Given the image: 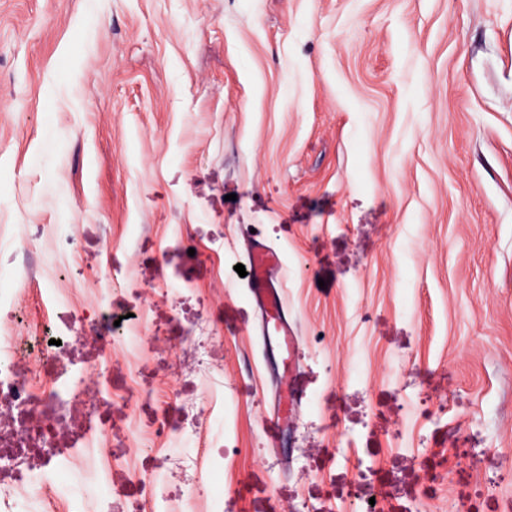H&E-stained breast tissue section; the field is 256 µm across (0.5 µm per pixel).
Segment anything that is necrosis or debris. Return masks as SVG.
<instances>
[{
    "mask_svg": "<svg viewBox=\"0 0 512 512\" xmlns=\"http://www.w3.org/2000/svg\"><path fill=\"white\" fill-rule=\"evenodd\" d=\"M96 295L97 308L76 314L72 295L43 288L40 302L68 310L67 319L39 336L0 327V512H114L112 425L105 416L112 396L85 384V369L74 358L72 342L74 336L91 335L104 365L119 342L138 357L141 336L136 331L116 336L112 291L100 288ZM205 330V324H198L194 360L213 389L210 415L221 435L230 424L224 385L208 360ZM140 442L147 448L164 443L182 469L196 467L193 427L165 418L142 434Z\"/></svg>",
    "mask_w": 512,
    "mask_h": 512,
    "instance_id": "obj_1",
    "label": "necrosis or debris"
}]
</instances>
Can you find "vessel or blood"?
<instances>
[{"label": "vessel or blood", "mask_w": 512, "mask_h": 512, "mask_svg": "<svg viewBox=\"0 0 512 512\" xmlns=\"http://www.w3.org/2000/svg\"><path fill=\"white\" fill-rule=\"evenodd\" d=\"M247 251L250 291L265 315L267 331L276 336L281 349H288L294 343L295 336L285 316L281 286L272 276L273 270L280 264L279 258L276 252L256 238L249 240Z\"/></svg>", "instance_id": "obj_1"}]
</instances>
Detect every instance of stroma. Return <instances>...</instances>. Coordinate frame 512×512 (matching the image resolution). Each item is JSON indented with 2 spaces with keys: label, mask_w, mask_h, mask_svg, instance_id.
<instances>
[{
  "label": "stroma",
  "mask_w": 512,
  "mask_h": 512,
  "mask_svg": "<svg viewBox=\"0 0 512 512\" xmlns=\"http://www.w3.org/2000/svg\"><path fill=\"white\" fill-rule=\"evenodd\" d=\"M27 266L89 309L110 280L142 330L89 374L124 512L158 473L202 510L217 483L223 512H512V0H0V289ZM200 320L216 477L137 442L189 403L208 454ZM249 281L248 287L256 304L265 314L267 332L276 336L281 353L284 374L288 373V347L296 336L290 331L281 299V286L273 278L272 271L279 267L276 252L259 239L252 237L248 241ZM206 330L203 322L197 325V336H185L184 340H188L195 346L194 360L196 367L205 381L213 388V397L210 406V415L212 418L213 428H215L217 436L222 440V445L215 450L210 456V469L214 473H220L224 467V432L229 430L230 424L227 420L229 415L224 413V385L217 377L214 376L215 370L211 367L208 360V348L205 341L208 336H202Z\"/></svg>",
  "instance_id": "stroma-1"
}]
</instances>
